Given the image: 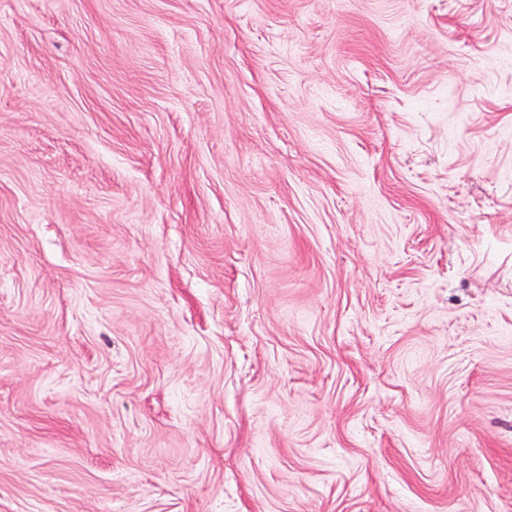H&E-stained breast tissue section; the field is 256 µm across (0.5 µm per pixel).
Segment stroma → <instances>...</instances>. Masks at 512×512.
<instances>
[{
  "label": "stroma",
  "mask_w": 512,
  "mask_h": 512,
  "mask_svg": "<svg viewBox=\"0 0 512 512\" xmlns=\"http://www.w3.org/2000/svg\"><path fill=\"white\" fill-rule=\"evenodd\" d=\"M0 512H512V0H0Z\"/></svg>",
  "instance_id": "1"
}]
</instances>
